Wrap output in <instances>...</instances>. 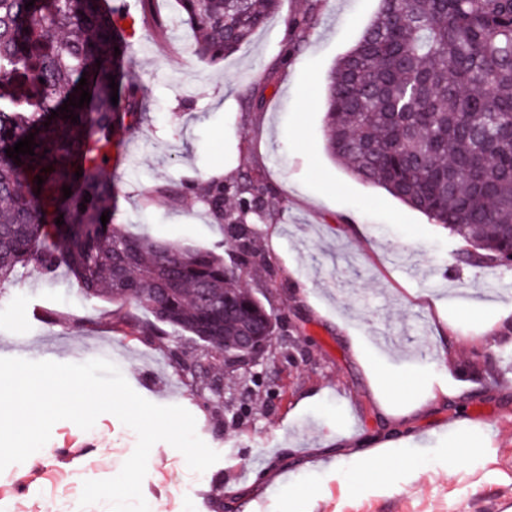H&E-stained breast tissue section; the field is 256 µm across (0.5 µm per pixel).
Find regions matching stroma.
Here are the masks:
<instances>
[{
  "mask_svg": "<svg viewBox=\"0 0 512 512\" xmlns=\"http://www.w3.org/2000/svg\"><path fill=\"white\" fill-rule=\"evenodd\" d=\"M305 4L284 0L247 44L207 64L187 52L194 33L178 0H154L165 34L138 31L124 58L143 119L116 132L112 157L114 223L219 245L228 259L222 226L193 194L156 189L266 179L280 206L253 231L280 272L267 301L285 319L277 354L249 374L220 371L222 396L204 400L178 364L195 346L130 335L125 309L31 263L0 284V357L106 359L145 399L195 417L220 459L196 473L156 443L142 482L150 512H213L215 493L224 512H495L512 500V268L467 264L462 239L327 155L326 78L379 0H322L283 62L288 18ZM376 376L414 380L412 411L376 391ZM463 440L477 450L460 461L451 448ZM387 441L399 466L381 488L362 481L351 453ZM136 443L109 413L87 431L57 422L41 450L0 472V512H109L80 508L82 484L118 474Z\"/></svg>",
  "mask_w": 512,
  "mask_h": 512,
  "instance_id": "stroma-1",
  "label": "stroma"
}]
</instances>
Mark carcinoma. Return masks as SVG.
Here are the masks:
<instances>
[{
  "mask_svg": "<svg viewBox=\"0 0 512 512\" xmlns=\"http://www.w3.org/2000/svg\"><path fill=\"white\" fill-rule=\"evenodd\" d=\"M27 2L0 0V282L32 261L49 274L63 265L85 295L150 315L127 324L131 334L172 331L202 346L208 336L278 320L246 282L254 266L272 282L278 277L250 228L278 206L263 180L241 178L234 213L224 212V180L192 186L235 249L230 263L214 249L101 223L112 214L113 132H131L142 119L141 90L123 72L127 38L139 24L164 32L153 0H138L137 17L108 0ZM281 4L179 0L197 35L191 54L223 60ZM320 7L321 0H307L289 16L291 53ZM83 77L92 98L73 108V123L59 107L80 98ZM324 131L333 159L463 239L471 263L512 266V0H380L327 78ZM31 133L34 155L6 156Z\"/></svg>",
  "mask_w": 512,
  "mask_h": 512,
  "instance_id": "1",
  "label": "carcinoma"
}]
</instances>
